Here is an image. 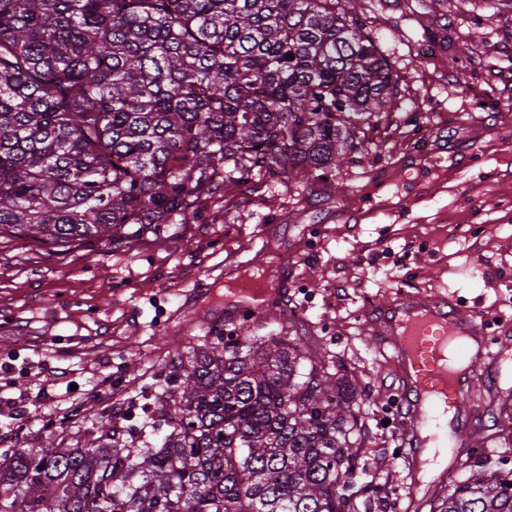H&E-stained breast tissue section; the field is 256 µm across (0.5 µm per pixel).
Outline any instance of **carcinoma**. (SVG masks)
Masks as SVG:
<instances>
[{
    "mask_svg": "<svg viewBox=\"0 0 512 512\" xmlns=\"http://www.w3.org/2000/svg\"><path fill=\"white\" fill-rule=\"evenodd\" d=\"M354 2L0 0V236L113 246L227 186L336 190L397 91ZM178 360L150 430L1 452L0 512L355 510L364 420L331 355L212 330ZM430 512H512V471L475 465Z\"/></svg>",
    "mask_w": 512,
    "mask_h": 512,
    "instance_id": "carcinoma-1",
    "label": "carcinoma"
}]
</instances>
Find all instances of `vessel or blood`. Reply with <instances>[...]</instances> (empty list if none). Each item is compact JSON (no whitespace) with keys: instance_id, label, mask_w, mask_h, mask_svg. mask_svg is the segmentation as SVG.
I'll return each instance as SVG.
<instances>
[{"instance_id":"1","label":"vessel or blood","mask_w":512,"mask_h":512,"mask_svg":"<svg viewBox=\"0 0 512 512\" xmlns=\"http://www.w3.org/2000/svg\"><path fill=\"white\" fill-rule=\"evenodd\" d=\"M276 286L263 281L224 298V322L236 325L243 310L255 317L279 313ZM491 319L442 294L401 290L366 312L365 330L377 348H392L400 373L403 401L399 414L407 449L406 512H420L422 456L429 448H454L468 431L455 421L459 395L470 389L479 364L498 338Z\"/></svg>"}]
</instances>
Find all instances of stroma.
I'll use <instances>...</instances> for the list:
<instances>
[{
    "mask_svg": "<svg viewBox=\"0 0 512 512\" xmlns=\"http://www.w3.org/2000/svg\"><path fill=\"white\" fill-rule=\"evenodd\" d=\"M401 94L396 122L369 134L328 196L301 178L228 187L192 224L145 226L133 248L46 247L0 237V449L28 448L49 424L75 441L108 418L99 394L113 364L137 349L114 388L119 408L172 370L170 342L188 292L215 307L245 269L289 253L277 271L297 307L253 326L331 352L347 402L365 420L354 480L359 512H394L407 474L400 379L391 349L365 338L363 314L406 289L451 292L479 314L512 317V0H359ZM437 40L423 50L422 25ZM483 228L480 240L460 228ZM504 354L480 366L474 446L458 448L448 479L473 464L512 470V325Z\"/></svg>",
    "mask_w": 512,
    "mask_h": 512,
    "instance_id": "1",
    "label": "stroma"
}]
</instances>
